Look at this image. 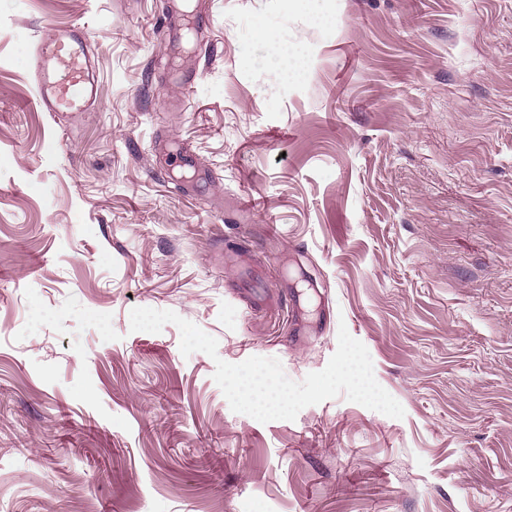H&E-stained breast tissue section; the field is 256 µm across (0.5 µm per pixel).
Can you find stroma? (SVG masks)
<instances>
[{"label":"stroma","mask_w":512,"mask_h":512,"mask_svg":"<svg viewBox=\"0 0 512 512\" xmlns=\"http://www.w3.org/2000/svg\"><path fill=\"white\" fill-rule=\"evenodd\" d=\"M177 7L0 0V512H512V0ZM75 24L96 104L43 111L35 47ZM342 325L404 418L264 424L213 379L302 381Z\"/></svg>","instance_id":"35a3bbf8"}]
</instances>
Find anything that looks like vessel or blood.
<instances>
[{
    "label": "vessel or blood",
    "instance_id": "obj_1",
    "mask_svg": "<svg viewBox=\"0 0 512 512\" xmlns=\"http://www.w3.org/2000/svg\"><path fill=\"white\" fill-rule=\"evenodd\" d=\"M84 28L49 34L36 49L38 102L47 112H87L97 98V76Z\"/></svg>",
    "mask_w": 512,
    "mask_h": 512
}]
</instances>
